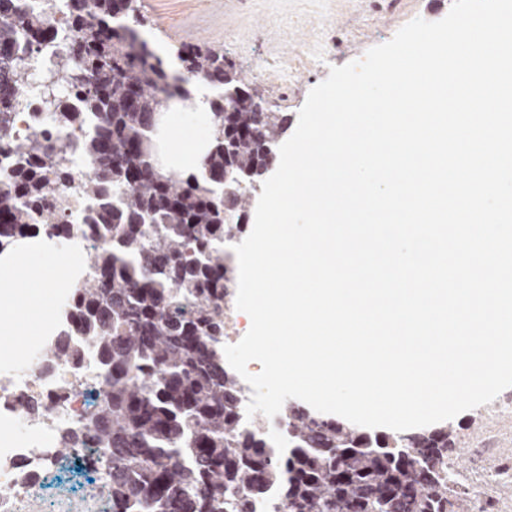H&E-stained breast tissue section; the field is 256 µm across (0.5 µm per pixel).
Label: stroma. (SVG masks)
<instances>
[{
    "label": "stroma",
    "mask_w": 512,
    "mask_h": 512,
    "mask_svg": "<svg viewBox=\"0 0 512 512\" xmlns=\"http://www.w3.org/2000/svg\"><path fill=\"white\" fill-rule=\"evenodd\" d=\"M452 0H136L144 19L140 36L159 54L175 55L194 43L224 54L249 92L296 128L309 91L333 66L361 59L413 18L438 21ZM512 388L496 402L451 421L459 434L452 460L460 473L496 466L502 473L485 496L470 495L466 512H512ZM92 470L56 462L42 478L40 512H55L59 497L92 495Z\"/></svg>",
    "instance_id": "1"
}]
</instances>
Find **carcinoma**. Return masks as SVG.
Returning <instances> with one entry per match:
<instances>
[{
	"mask_svg": "<svg viewBox=\"0 0 512 512\" xmlns=\"http://www.w3.org/2000/svg\"><path fill=\"white\" fill-rule=\"evenodd\" d=\"M133 2L66 0L57 26L24 0H0V140L17 160L0 178V250L59 226L46 182L71 178L69 153L93 164L81 188L103 245L84 257L89 275L67 319L95 344L105 389L60 445L112 469L109 512H251L272 489L288 512H464L445 470L448 426L373 435L287 403L288 447L276 448L241 420L222 346L234 287L225 248L248 200L237 184L265 174L288 117L250 94L225 99L244 79L222 54L185 43L168 67L140 39ZM22 37L62 55L52 87L81 98L79 112L53 108L68 136L12 137L28 84ZM180 71L216 91L209 150L185 176L157 168L150 136L162 103L190 96ZM81 352L63 339L43 358L73 363Z\"/></svg>",
	"mask_w": 512,
	"mask_h": 512,
	"instance_id": "cac0c4a2",
	"label": "carcinoma"
}]
</instances>
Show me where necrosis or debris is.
<instances>
[{"label": "necrosis or debris", "instance_id": "4bbe7bcc", "mask_svg": "<svg viewBox=\"0 0 512 512\" xmlns=\"http://www.w3.org/2000/svg\"><path fill=\"white\" fill-rule=\"evenodd\" d=\"M53 56L35 50L27 57L32 75V92L27 107L19 112L15 132L24 134L31 126H41L49 136H57L48 121L51 107L46 104L45 85L52 74ZM47 192L59 204L61 221L69 233L57 253L70 266L83 265L85 250L95 240L83 227L87 201L74 186L49 181ZM23 364L0 369V484L11 490L0 500V512H32L43 474L52 466L62 434L81 426L87 408L86 391L98 386L99 355L92 344H85L80 363L46 367L41 347L24 345ZM44 404L43 412L22 414L20 401Z\"/></svg>", "mask_w": 512, "mask_h": 512}]
</instances>
